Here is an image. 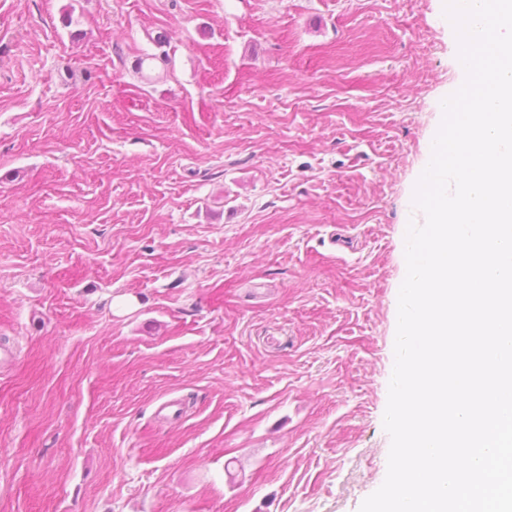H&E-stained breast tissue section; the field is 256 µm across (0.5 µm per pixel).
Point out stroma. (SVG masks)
<instances>
[{"label": "stroma", "mask_w": 512, "mask_h": 512, "mask_svg": "<svg viewBox=\"0 0 512 512\" xmlns=\"http://www.w3.org/2000/svg\"><path fill=\"white\" fill-rule=\"evenodd\" d=\"M456 53L444 0H0V512H359Z\"/></svg>", "instance_id": "1"}]
</instances>
